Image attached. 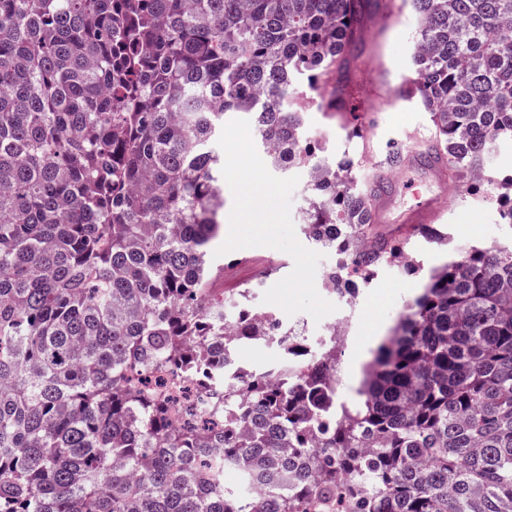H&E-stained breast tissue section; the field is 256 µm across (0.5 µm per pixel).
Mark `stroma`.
I'll use <instances>...</instances> for the list:
<instances>
[{
    "label": "stroma",
    "mask_w": 512,
    "mask_h": 512,
    "mask_svg": "<svg viewBox=\"0 0 512 512\" xmlns=\"http://www.w3.org/2000/svg\"><path fill=\"white\" fill-rule=\"evenodd\" d=\"M362 25L363 38L340 77L351 111L331 116L312 106L304 114L309 135L322 143L326 156L336 162L359 161L355 183L360 188L386 147L408 151L433 132L431 116L418 99L400 92L415 75L416 16L407 8L389 15L371 4ZM360 125L366 129L364 138L352 137L351 128ZM217 148L224 154V235L212 243L210 255L224 268L220 288L248 289L250 307L303 326L312 342L320 339L328 323L345 321L347 337L338 350V368L344 375L338 391L343 395L352 390L346 373L360 358L363 341L379 332L390 333L435 267L472 245L512 244V226L502 223L496 194L455 186L444 172L398 170L392 182L409 181L414 188L394 191L376 230L406 240L416 267L381 268L372 280L359 283L350 305L324 291L325 272L335 257L315 247L303 230L309 199L306 168L272 167L251 123L239 113L225 114L224 136ZM421 197L433 199L441 214L419 233L408 216Z\"/></svg>",
    "instance_id": "obj_1"
}]
</instances>
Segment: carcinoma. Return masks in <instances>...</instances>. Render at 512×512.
I'll return each instance as SVG.
<instances>
[{
    "label": "carcinoma",
    "instance_id": "1",
    "mask_svg": "<svg viewBox=\"0 0 512 512\" xmlns=\"http://www.w3.org/2000/svg\"><path fill=\"white\" fill-rule=\"evenodd\" d=\"M366 2L0 0V512H512V247L434 269L351 405L336 337L313 351L210 294L228 112L309 169L336 290L413 266L304 128L311 102L351 111ZM410 2L418 160L512 224V174L483 168L512 141V0ZM243 343L281 356L247 369ZM168 369L202 389L178 424L137 380Z\"/></svg>",
    "mask_w": 512,
    "mask_h": 512
}]
</instances>
